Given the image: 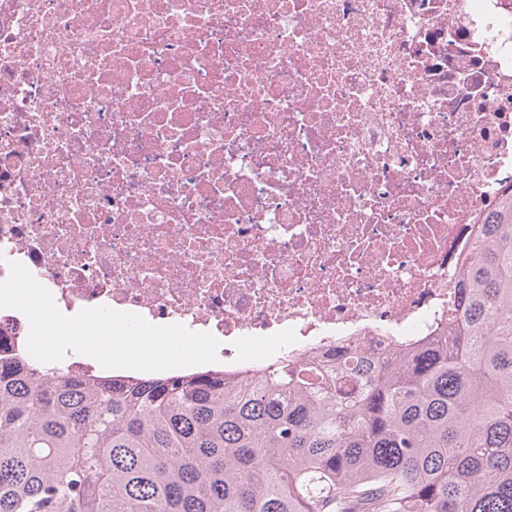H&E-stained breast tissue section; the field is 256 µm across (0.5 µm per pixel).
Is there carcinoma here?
<instances>
[{
    "label": "carcinoma",
    "mask_w": 512,
    "mask_h": 512,
    "mask_svg": "<svg viewBox=\"0 0 512 512\" xmlns=\"http://www.w3.org/2000/svg\"><path fill=\"white\" fill-rule=\"evenodd\" d=\"M393 362L94 379L0 355V512H512V189Z\"/></svg>",
    "instance_id": "obj_1"
}]
</instances>
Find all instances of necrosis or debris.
<instances>
[{
  "label": "necrosis or debris",
  "instance_id": "4bbe7bcc",
  "mask_svg": "<svg viewBox=\"0 0 512 512\" xmlns=\"http://www.w3.org/2000/svg\"><path fill=\"white\" fill-rule=\"evenodd\" d=\"M512 187V0H0V281L392 358Z\"/></svg>",
  "mask_w": 512,
  "mask_h": 512
}]
</instances>
